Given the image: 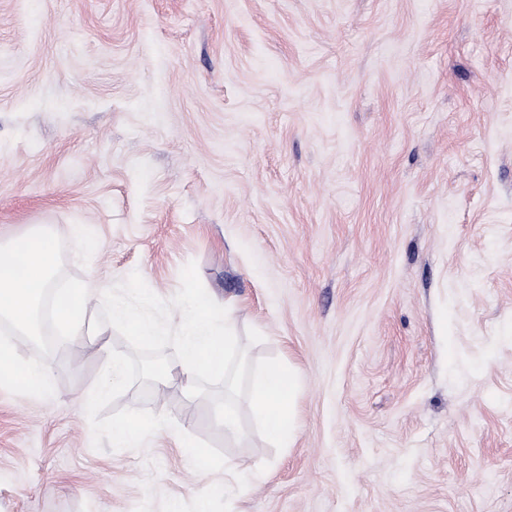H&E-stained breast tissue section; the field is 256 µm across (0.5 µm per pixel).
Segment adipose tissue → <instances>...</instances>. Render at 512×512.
Masks as SVG:
<instances>
[{
	"instance_id": "ef3b65f1",
	"label": "adipose tissue",
	"mask_w": 512,
	"mask_h": 512,
	"mask_svg": "<svg viewBox=\"0 0 512 512\" xmlns=\"http://www.w3.org/2000/svg\"><path fill=\"white\" fill-rule=\"evenodd\" d=\"M183 310L186 320L177 334L178 361L167 366L165 373L179 378L184 391L195 396L201 376L220 374L226 368L223 321L214 304L205 299L189 298ZM296 380L295 371L273 363L253 377L249 391V412L271 441L285 447L294 443L298 428Z\"/></svg>"
}]
</instances>
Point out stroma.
I'll list each match as a JSON object with an SVG mask.
<instances>
[{
  "mask_svg": "<svg viewBox=\"0 0 512 512\" xmlns=\"http://www.w3.org/2000/svg\"><path fill=\"white\" fill-rule=\"evenodd\" d=\"M39 227L106 287L196 263L299 432L139 380L108 413L176 430L93 449L74 398L129 346L87 329L56 397L0 389V512H512V0H0V244ZM296 380L295 371L272 363L253 377L249 391V412L267 437L282 448L290 447L297 433ZM215 414L217 421L224 428L225 437L238 439L243 435L239 407L236 401L225 397L224 403L216 406Z\"/></svg>",
  "mask_w": 512,
  "mask_h": 512,
  "instance_id": "stroma-1",
  "label": "stroma"
}]
</instances>
